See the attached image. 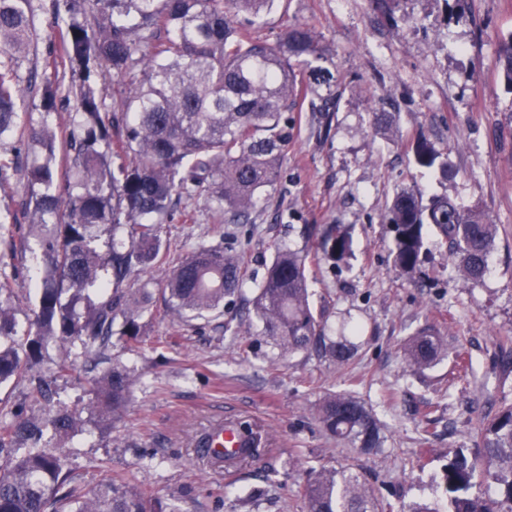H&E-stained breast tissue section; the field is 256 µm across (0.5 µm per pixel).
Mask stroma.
Returning <instances> with one entry per match:
<instances>
[{
    "mask_svg": "<svg viewBox=\"0 0 512 512\" xmlns=\"http://www.w3.org/2000/svg\"><path fill=\"white\" fill-rule=\"evenodd\" d=\"M307 24L325 52L336 107L313 111L308 96L290 115L293 141L277 182L259 196L247 221L230 223L203 201L181 204L165 227L170 251L149 272L163 283L192 248L233 244L245 252L248 276L262 278L276 248L308 251L314 306L330 312L328 331L359 325L357 355L336 367L300 355L277 359L256 321L238 300L226 316L177 322L155 307L134 350L114 348L135 381L114 427L53 440L68 453L81 486L95 490L105 472L123 475L178 512H302L311 473L348 466L378 495L383 512L415 502L447 508L442 469L453 449H471L478 417L512 403V371L497 363L499 337L512 336V89L500 73L498 48L512 36V0H277L260 33L268 41L294 23ZM39 47L29 65L70 84L64 60L49 52L55 28L37 14ZM391 102L396 127L376 129L372 112ZM426 137L448 163L447 173L413 162L412 146ZM417 188L423 200L448 196L483 211L499 228L490 271L462 282L448 243L424 232L420 274L407 277L391 255L387 205ZM311 224H338L352 239L342 263L305 240ZM37 242L11 254L0 241V264L25 276L14 288L20 318L37 305ZM242 332H224L226 318ZM449 345L464 341L470 363L453 357L411 372L404 348L425 326ZM84 364L56 379L52 405L33 401L24 386L0 385V415L17 406L43 416L89 402ZM347 393L372 411L385 437L364 455L326 435L317 406L328 393ZM248 425L256 455L232 473L211 467L197 441L213 425ZM255 493L251 510L238 499Z\"/></svg>",
    "mask_w": 512,
    "mask_h": 512,
    "instance_id": "obj_1",
    "label": "stroma"
}]
</instances>
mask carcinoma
I'll return each instance as SVG.
<instances>
[{"label": "carcinoma", "mask_w": 512, "mask_h": 512, "mask_svg": "<svg viewBox=\"0 0 512 512\" xmlns=\"http://www.w3.org/2000/svg\"><path fill=\"white\" fill-rule=\"evenodd\" d=\"M276 0H42L60 36L77 82L66 88L49 76L20 70L34 48L32 0H0V180L17 169L20 153L34 155L22 170L29 216L27 235L38 241L40 288L33 318L21 323L13 284L22 268H0V384L14 381L29 397L45 400L51 377L67 374L81 357L107 367L87 379L91 395L80 412L43 418L17 408L0 417V512H177L144 488L106 474L92 496L77 483L67 456L47 436H73L94 423L108 430L125 409L132 370L110 362L117 343L143 335V316L160 293L169 314L182 321L224 312L241 296L245 255L230 247L199 246L156 290L141 274L167 251L164 224L181 200L202 198L233 223L248 218L258 194L271 186L292 139L285 113L305 90L324 108L334 99L319 89L330 75L312 67L323 49L313 31L293 24L276 42L253 27ZM501 74L512 87V36L500 47ZM116 79L107 111L99 83ZM41 115L17 134L25 100ZM75 112L66 136L65 185L58 183V135L50 120L63 100ZM441 153L417 140L413 161L438 165ZM393 261L418 273L423 230L448 240L457 271L469 283L484 279L498 227L481 211L449 197L424 206L414 189L389 203ZM15 216L0 210V234L10 250ZM320 237L336 261L351 253V238L336 225L305 229ZM140 282L137 288L131 287ZM278 357L302 354L343 366L357 352L350 336H330L326 309L310 302L307 253L279 248L248 299ZM499 366L512 368V336L500 340ZM448 350L426 328L405 348L407 365L429 368ZM318 421L349 448L373 452L384 436L372 412L345 393L325 395ZM473 451L448 452L443 482L448 512H512V404L483 417ZM305 512H380L374 490L351 469H322L304 488Z\"/></svg>", "instance_id": "carcinoma-1"}]
</instances>
